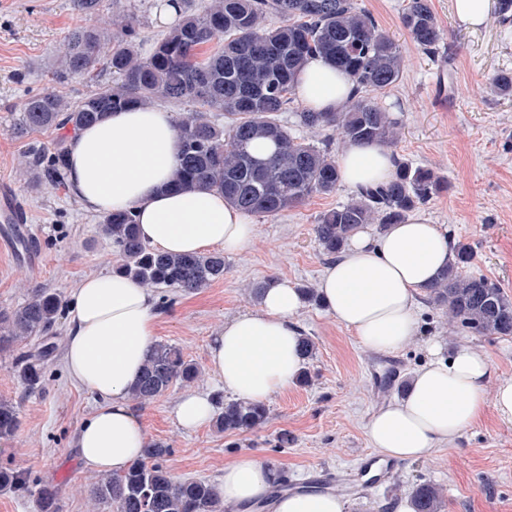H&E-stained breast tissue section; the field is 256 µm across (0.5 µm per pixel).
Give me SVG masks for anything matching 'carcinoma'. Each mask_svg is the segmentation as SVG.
<instances>
[{
	"label": "carcinoma",
	"instance_id": "obj_1",
	"mask_svg": "<svg viewBox=\"0 0 512 512\" xmlns=\"http://www.w3.org/2000/svg\"><path fill=\"white\" fill-rule=\"evenodd\" d=\"M400 23L423 53L442 54L447 30L430 0H408ZM215 41L220 47L208 51ZM143 45L138 20L130 15H118L102 29H71L57 74L90 79L96 89L74 102L49 90L27 94L17 137L49 127L74 131L131 106L190 103L196 110L176 120L180 159L169 185L212 190L243 214L274 217L315 195L336 193L341 182L331 139L308 141L279 120V113L292 110L306 62L318 56L348 74L352 100L339 112L297 110L296 126L332 131L345 143L389 149L397 138L400 122L382 105L381 96L402 78V49L355 0H213L203 13L183 16L149 51ZM104 73L112 75V83H99ZM487 86L494 95L511 98L512 72L492 75ZM210 112L224 113L227 123H214ZM67 151L63 138L51 147L27 143L23 157L31 183L66 186ZM394 160L391 180L359 187L347 202L322 214L315 234L325 254H340L357 227L400 224L448 191V181L433 169L397 154ZM99 233L118 249L116 272L144 287L193 293L224 278L223 253L153 249L129 210L103 216ZM453 251L448 268L425 289L428 301L475 334L512 336V300L486 276L465 272L474 260L469 246L457 244ZM61 308L58 295L37 290L25 304L0 309V354L12 356L28 389L42 384ZM35 338L42 340L36 353L19 351L22 342ZM198 377V366L179 347L156 342L130 397L146 404L173 384L187 386ZM217 404L215 424L226 433L254 430L269 417L264 403L220 396ZM19 424L18 405L0 399V439L12 437ZM169 454L170 446L149 443L144 460L89 484L90 497L115 503L117 512H224L213 483L179 480L170 473L164 465ZM0 490L34 497L38 512H60L58 487L25 470L0 466ZM442 503L439 486L426 482L413 488V512H440Z\"/></svg>",
	"mask_w": 512,
	"mask_h": 512
}]
</instances>
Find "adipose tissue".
Segmentation results:
<instances>
[{
    "label": "adipose tissue",
    "mask_w": 512,
    "mask_h": 512,
    "mask_svg": "<svg viewBox=\"0 0 512 512\" xmlns=\"http://www.w3.org/2000/svg\"><path fill=\"white\" fill-rule=\"evenodd\" d=\"M351 87L346 75L316 57L305 66L300 95L314 110H339ZM68 149V181L86 211H134L142 237L170 253L250 245L252 224L223 196L169 188L180 155L172 112L147 107L110 114L73 132ZM338 162L344 182L354 187L389 180L395 172L391 150L381 146L345 144ZM451 258L447 229L424 218L376 232L361 227L323 272L319 293L328 313L364 348L396 352L416 336L418 298ZM302 306L298 289L275 279L259 312L225 320L208 357L210 372L225 390L265 402L295 381L303 367L295 321ZM154 307L148 289L110 273L82 278L68 302L65 368L98 402L73 439L86 469L119 474L143 456L148 438L128 390L154 343ZM430 351L431 360L413 373L405 395L367 424L373 447L389 457L426 456L454 441L489 405L512 424V377L496 376L488 356L468 344L445 357L439 345ZM277 479L275 469L246 456L225 465L218 491L235 512H250Z\"/></svg>",
    "instance_id": "1"
}]
</instances>
